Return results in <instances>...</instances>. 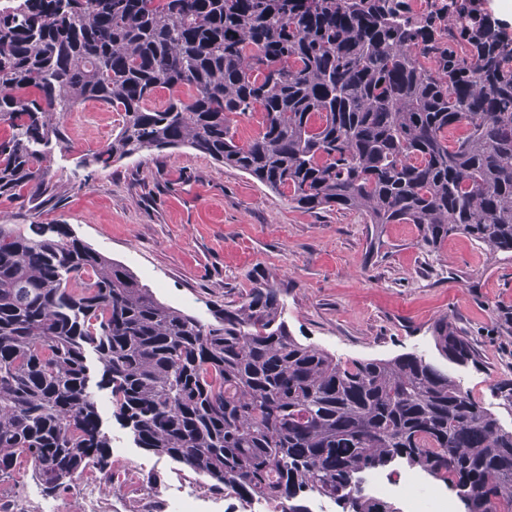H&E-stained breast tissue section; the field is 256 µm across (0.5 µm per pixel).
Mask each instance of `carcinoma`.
<instances>
[{
	"label": "carcinoma",
	"instance_id": "carcinoma-1",
	"mask_svg": "<svg viewBox=\"0 0 512 512\" xmlns=\"http://www.w3.org/2000/svg\"><path fill=\"white\" fill-rule=\"evenodd\" d=\"M410 2L6 0L0 198H53L48 146L92 100L122 123L81 167L187 146L299 209L511 257L512 29L486 0H449L446 15ZM253 112L261 129L241 143L234 118ZM432 335L448 362L479 363L448 317ZM89 351L135 444L243 507L309 512L327 495L341 512H400L360 485L403 460L464 512H512V431L448 372L304 345L269 285L204 324L61 224H0V481L24 459L51 497L111 469Z\"/></svg>",
	"mask_w": 512,
	"mask_h": 512
}]
</instances>
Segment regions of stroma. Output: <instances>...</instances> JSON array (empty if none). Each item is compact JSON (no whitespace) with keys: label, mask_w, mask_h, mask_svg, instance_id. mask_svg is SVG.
I'll list each match as a JSON object with an SVG mask.
<instances>
[{"label":"stroma","mask_w":512,"mask_h":512,"mask_svg":"<svg viewBox=\"0 0 512 512\" xmlns=\"http://www.w3.org/2000/svg\"><path fill=\"white\" fill-rule=\"evenodd\" d=\"M64 123L68 147L54 153L57 204L34 210L27 199H0V224L65 225L75 237L122 264L156 298L212 321L224 304L261 284L279 288L283 317L302 344L344 362L413 353L440 363L431 327L453 320L480 356L479 365L448 364L456 381L499 424L512 430V405L494 393L512 380V258H492L464 235L429 251L412 224H388L379 255L374 232L355 211L307 212L258 180L189 147L145 152L111 167L80 166L83 155L120 129L118 112L86 101ZM103 429L121 438L111 476L125 487L129 461L142 463L135 497H160L191 470L138 447L112 414L111 395L93 389Z\"/></svg>","instance_id":"35a3bbf8"}]
</instances>
